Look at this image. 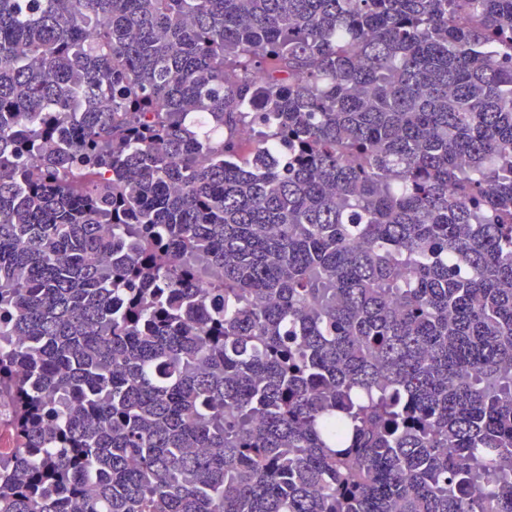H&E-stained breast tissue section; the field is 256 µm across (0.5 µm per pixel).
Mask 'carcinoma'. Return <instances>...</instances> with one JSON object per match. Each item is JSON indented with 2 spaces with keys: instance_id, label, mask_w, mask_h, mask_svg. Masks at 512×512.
Returning <instances> with one entry per match:
<instances>
[{
  "instance_id": "1",
  "label": "carcinoma",
  "mask_w": 512,
  "mask_h": 512,
  "mask_svg": "<svg viewBox=\"0 0 512 512\" xmlns=\"http://www.w3.org/2000/svg\"><path fill=\"white\" fill-rule=\"evenodd\" d=\"M0 512H512V0H0Z\"/></svg>"
}]
</instances>
